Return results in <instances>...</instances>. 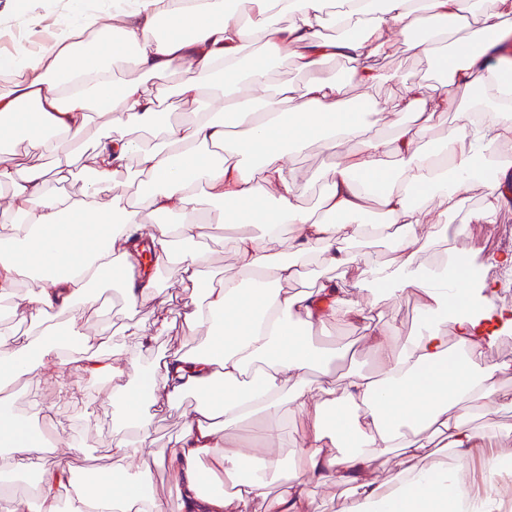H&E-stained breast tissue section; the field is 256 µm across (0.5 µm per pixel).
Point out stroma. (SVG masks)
<instances>
[{
	"mask_svg": "<svg viewBox=\"0 0 512 512\" xmlns=\"http://www.w3.org/2000/svg\"><path fill=\"white\" fill-rule=\"evenodd\" d=\"M85 6L96 9L98 14L105 17L112 11V0H0V56L10 55L21 46L35 53L41 52L51 43L61 23ZM377 70L380 74L378 82L366 87L350 80V63L344 58H336L325 67L330 77L344 83L350 106L360 112L370 111L375 103L389 107L396 105L404 85L411 82L427 85L432 93L438 89L431 77V64L410 50L399 36L393 37L387 53L378 57ZM291 162L304 176L303 204L316 206L322 184L315 181L314 176L330 168L328 152L319 141L314 140L303 153L293 155ZM482 195L480 184L471 185L464 195L462 211L450 217L449 222L453 225L466 224L468 240L477 249L472 258L474 266L484 279L496 283L500 280V270L487 265L485 258L492 253H512V209L501 211L494 223L476 221L474 215L481 207ZM205 234L208 261L202 268V280L218 281L237 276L239 269L233 252L224 244L226 229L221 206H213ZM157 314V306L131 308L119 295L113 294L106 303L82 309L79 317L87 334L92 336L96 334L98 324L121 322L129 318L139 322L144 332H152ZM372 314L380 321L397 324L398 331L392 342L398 345L420 325L422 311L415 296L407 293L395 300H379ZM311 336L318 347L346 349L347 358L338 363V370H345L350 365L368 370L376 367L368 347L361 339L358 326L333 323L315 328ZM113 385L110 379L97 382L88 380L73 366L55 365L41 384L40 394L44 403L52 406L55 412L53 421L61 423L65 421L68 410L58 398L60 388H92L106 396L111 393ZM79 438L84 444V451L69 460L75 475L93 476L113 466L114 460L110 454L113 439L111 405L103 404L95 408L91 426L85 428ZM491 457L512 459V434L497 435L485 447L471 449L464 455H449L448 468L457 474L455 486L473 498L479 512H512V470L498 472L495 486H488L486 461Z\"/></svg>",
	"mask_w": 512,
	"mask_h": 512,
	"instance_id": "stroma-1",
	"label": "stroma"
}]
</instances>
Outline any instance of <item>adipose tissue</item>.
<instances>
[{
  "label": "adipose tissue",
  "instance_id": "adipose-tissue-1",
  "mask_svg": "<svg viewBox=\"0 0 512 512\" xmlns=\"http://www.w3.org/2000/svg\"><path fill=\"white\" fill-rule=\"evenodd\" d=\"M338 4V21H357L355 38L320 34L323 15ZM399 33L417 55L445 73L442 90L428 93L406 84L390 137L367 134L366 115L352 111L343 84L325 75L331 59L351 63V77L369 86L375 61ZM259 36L263 52L248 67L239 57ZM512 38V0H132L108 24L83 15L40 55L20 51L0 58L10 87L0 92V143L26 145L33 163L14 164L0 151V317L57 314L95 305L99 291L117 287L128 303L165 304L168 292L156 276L139 270V255L151 246L177 268L178 286L195 287L196 301L180 311L189 333L205 332L195 350L148 359L152 337L169 330L160 316L153 335L139 323L121 327L122 349L106 355L109 331L79 352L67 349L79 335L43 341V328L16 334L0 329V391L26 377L38 385L45 360L71 364L89 379L118 378L112 389L118 467L85 484L67 506L58 492L73 480L66 457L81 446L66 431L56 433L63 457L52 460L29 424L0 403V479L27 470L37 482L33 496L11 500L7 512H252L270 477L282 466L279 448L287 412L309 416L305 442L293 454L291 475L267 512H321L310 484L343 486L339 512H457L448 490V455L485 442L494 420L473 426L469 402L512 410V388L500 383L512 360L487 363L498 336L512 330V309L492 303L490 284L452 280L447 267L427 269L421 254L447 244L449 260L464 257L455 245L465 225L450 226L474 182L484 188L477 220L493 222L512 207L499 181L512 175L504 162L496 179H480L479 164L512 143V83L491 66L497 47ZM282 56L312 73L302 90L270 88L268 71ZM185 67L189 79L175 94L190 109L187 123L169 122L160 110L167 91L151 78ZM134 78L119 80L115 71ZM488 89L492 100H476ZM454 113L441 152L420 144L436 119ZM107 134L93 147V166L81 192L61 187L76 175L74 159L84 148L93 116ZM153 129L155 143L138 132ZM319 139L334 158L316 209L301 203L302 182L286 165V150L302 152ZM363 146L348 150L349 142ZM257 159L253 172L241 162ZM135 168L150 193L104 200L115 178ZM385 216L382 224H358L367 204ZM221 205L224 220L237 224L231 241L242 278L205 283L207 253L201 245L203 214ZM170 216L148 224L144 213ZM297 227L286 236L285 225ZM391 238L398 262L362 256L352 242ZM355 270L349 286L326 280L309 291H288L306 258ZM416 292L425 325L400 346L390 345L396 327L376 321L358 300L369 292L391 298ZM351 323L373 351L378 371L352 367L337 372L335 356L310 341L313 328ZM252 382H242L247 370ZM190 393L201 394L173 447L159 448L150 429L159 413ZM260 417L264 433L253 450L251 471L240 453L225 451L228 430ZM432 431L433 440L417 436ZM394 456L400 467L378 479L373 464ZM151 458L179 488L177 504L148 490L143 473L127 462ZM224 476L230 492L204 493L203 477Z\"/></svg>",
  "mask_w": 512,
  "mask_h": 512
}]
</instances>
